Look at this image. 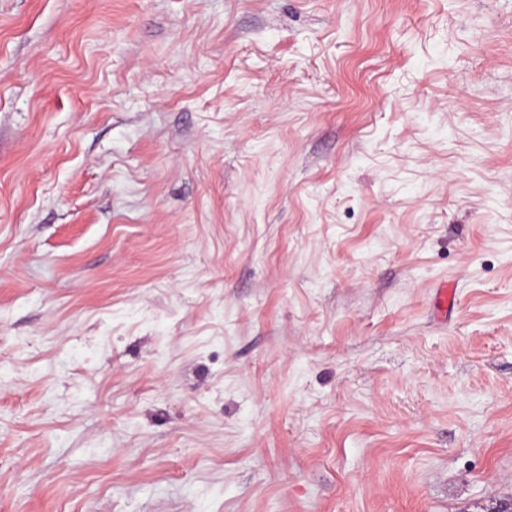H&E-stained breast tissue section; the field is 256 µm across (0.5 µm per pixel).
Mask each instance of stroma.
<instances>
[{
  "label": "stroma",
  "instance_id": "stroma-1",
  "mask_svg": "<svg viewBox=\"0 0 512 512\" xmlns=\"http://www.w3.org/2000/svg\"><path fill=\"white\" fill-rule=\"evenodd\" d=\"M511 504L512 0H0V512Z\"/></svg>",
  "mask_w": 512,
  "mask_h": 512
}]
</instances>
